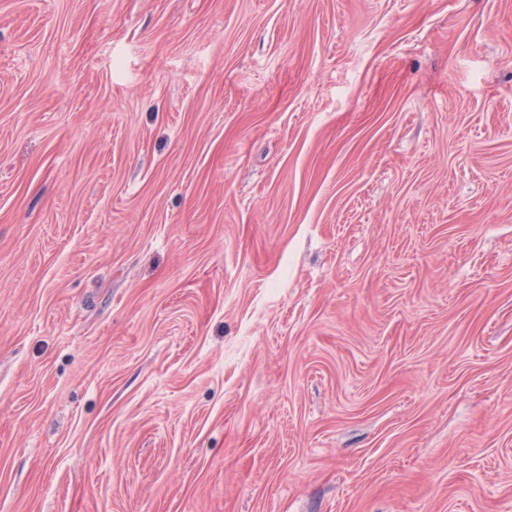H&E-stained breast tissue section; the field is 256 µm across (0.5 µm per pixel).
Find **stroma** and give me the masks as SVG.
Segmentation results:
<instances>
[{"label": "stroma", "instance_id": "1", "mask_svg": "<svg viewBox=\"0 0 512 512\" xmlns=\"http://www.w3.org/2000/svg\"><path fill=\"white\" fill-rule=\"evenodd\" d=\"M0 512H512V0H0Z\"/></svg>", "mask_w": 512, "mask_h": 512}]
</instances>
